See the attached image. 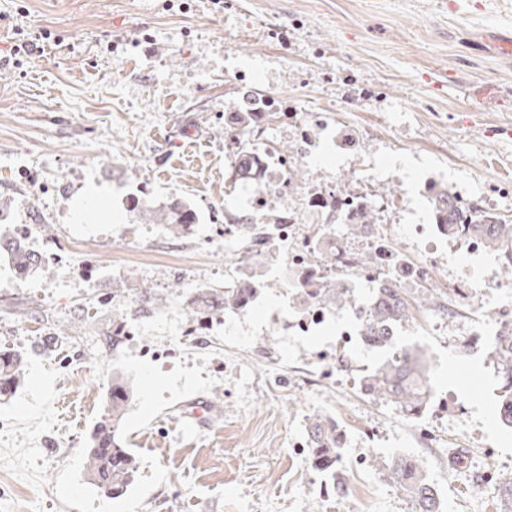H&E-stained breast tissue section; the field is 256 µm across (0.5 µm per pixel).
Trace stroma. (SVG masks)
Segmentation results:
<instances>
[{"label": "stroma", "instance_id": "35a3bbf8", "mask_svg": "<svg viewBox=\"0 0 512 512\" xmlns=\"http://www.w3.org/2000/svg\"><path fill=\"white\" fill-rule=\"evenodd\" d=\"M448 2L0 0V229L36 225L29 249L71 267L21 277L0 260V353L26 358L0 403V512H410L371 466L395 454L427 461L443 512H498L492 476L512 471V429L494 416L492 336L467 350L466 325L433 336L398 326L399 343L431 360V400L416 419L362 392L383 355L341 345L352 311L292 332L295 291L274 265L259 270L233 334L181 341L190 298L223 287L236 262L235 247L196 243L247 208L224 131L242 89L348 122L363 164L322 149L297 166L295 187L347 184L368 166L397 208L396 241L407 225L432 223L430 178L512 219V54L495 44L512 0ZM20 28L63 44L10 64ZM143 196L186 198L199 220L178 239L160 224L144 234L129 210ZM88 262L97 274L86 288ZM138 284L169 305L135 319L137 336L111 350L102 338ZM324 360L333 377L315 381ZM116 370L134 387L123 430L139 472L111 499L87 484L84 456ZM207 404L214 416L195 418ZM317 413L346 433L337 497L308 460ZM424 423L441 446L419 438Z\"/></svg>", "mask_w": 512, "mask_h": 512}]
</instances>
